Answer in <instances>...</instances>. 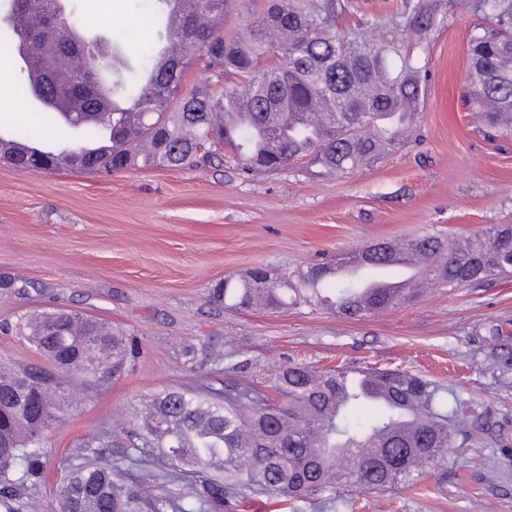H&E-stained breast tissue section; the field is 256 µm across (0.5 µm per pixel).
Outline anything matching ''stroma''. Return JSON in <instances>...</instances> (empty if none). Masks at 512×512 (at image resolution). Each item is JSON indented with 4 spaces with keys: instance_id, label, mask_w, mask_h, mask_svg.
Returning <instances> with one entry per match:
<instances>
[{
    "instance_id": "stroma-1",
    "label": "stroma",
    "mask_w": 512,
    "mask_h": 512,
    "mask_svg": "<svg viewBox=\"0 0 512 512\" xmlns=\"http://www.w3.org/2000/svg\"><path fill=\"white\" fill-rule=\"evenodd\" d=\"M114 43L140 57L160 47L141 19V0H75ZM455 9L429 37V78L402 145L349 177L317 174L306 162L249 176L233 164L179 170L129 169L111 175L72 170L26 173L0 161V363H42L13 331L17 317L75 310L122 327L135 353L118 376L76 390L64 424L46 440L43 478L25 512H51L62 466L87 439H122L146 393L247 376L264 386L292 363L403 368L447 390L467 444L411 484L381 491L358 485L318 499L285 502L256 495L224 512H512V461L486 418L512 419V277L455 290L430 283L415 301L350 318L308 303L228 311L209 289L256 267L275 276L382 239L473 236L512 224V140L490 138L462 104L468 30ZM15 57L0 55V86L13 108L0 134L23 129L52 150L69 132L47 125L39 103L20 93ZM199 352L196 371L179 359ZM230 352L210 361V348ZM243 361L235 369V361Z\"/></svg>"
}]
</instances>
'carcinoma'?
<instances>
[{
    "instance_id": "cac0c4a2",
    "label": "carcinoma",
    "mask_w": 512,
    "mask_h": 512,
    "mask_svg": "<svg viewBox=\"0 0 512 512\" xmlns=\"http://www.w3.org/2000/svg\"><path fill=\"white\" fill-rule=\"evenodd\" d=\"M46 0H4L10 16V48L46 68L20 90L43 104L46 119L79 131L58 152H47L46 170L73 165L106 172L136 167L177 169L231 162L245 173L273 171L308 160L322 173L347 177L399 143L424 95L427 38L448 26L454 6L479 18L468 36L470 74L466 104L484 126L512 138V0H400L385 16H362L339 29L350 0H192L194 10L168 39L201 53L209 77L188 94L180 92L187 61L178 71L159 55L141 61L148 80L131 86L112 78L125 105L100 112L92 85L57 84L52 68L67 56L44 7ZM257 15L244 32L220 33L230 15ZM38 25L18 27L17 18ZM377 32L370 39L364 29ZM112 70V60L85 56L78 75ZM72 109L67 121L58 101ZM427 277L446 288L481 284L512 275V224H495L470 237L465 248L440 236L416 240ZM378 267L390 262L388 242L359 251ZM336 261L318 263L293 277L264 280L257 269L226 278L209 292L226 309H280L298 302L323 305L347 317L409 302L413 296L377 294L364 302L353 282L332 276ZM16 331L45 358L47 366L0 373V506L22 512L29 488L43 474L47 433L64 421L72 400L60 373H74L89 387L124 369L123 332L72 310L40 312L18 319ZM345 371L305 365L284 368L272 390L243 380L222 388L184 387L141 398L132 407L127 441L83 445L57 489L54 512H224V500L242 489L289 499L334 492L357 484L368 491L410 484L424 467L455 447L456 411L443 388L405 369H371L366 384L344 390ZM412 417L414 427L400 428ZM153 449L151 468L135 465V453ZM185 483L179 496L167 489Z\"/></svg>"
}]
</instances>
